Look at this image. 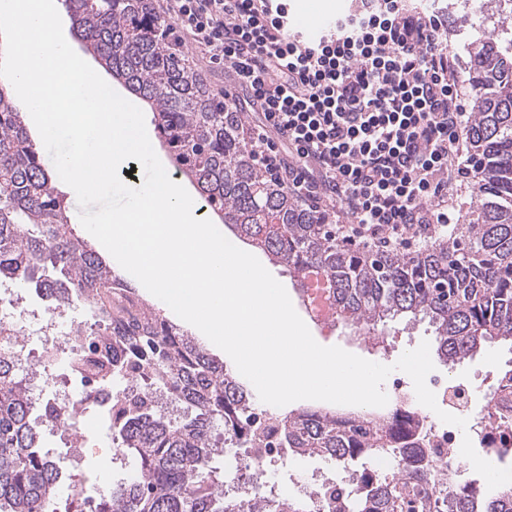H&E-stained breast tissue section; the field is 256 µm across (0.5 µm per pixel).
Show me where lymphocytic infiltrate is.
Masks as SVG:
<instances>
[{
  "instance_id": "lymphocytic-infiltrate-1",
  "label": "lymphocytic infiltrate",
  "mask_w": 512,
  "mask_h": 512,
  "mask_svg": "<svg viewBox=\"0 0 512 512\" xmlns=\"http://www.w3.org/2000/svg\"><path fill=\"white\" fill-rule=\"evenodd\" d=\"M165 10L259 106L258 164L292 193L338 205L352 243H426L459 223L448 191L469 173L460 138L470 115L447 12L357 0L308 42L290 33L284 0H166Z\"/></svg>"
}]
</instances>
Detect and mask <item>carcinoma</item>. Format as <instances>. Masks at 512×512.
<instances>
[{"mask_svg": "<svg viewBox=\"0 0 512 512\" xmlns=\"http://www.w3.org/2000/svg\"><path fill=\"white\" fill-rule=\"evenodd\" d=\"M62 2L89 52L149 106L175 175L192 183L202 206L235 237L287 269L299 293L316 269L330 281L336 319L359 331L388 318H427L446 364L489 342H512V0H463L480 27L467 46L465 130L476 207L412 256L337 241L325 214L258 167L241 113L207 83L156 0ZM70 224L53 174L0 84V283L87 307L78 347L99 348L101 358L89 365L72 351L67 361L86 393L141 364L157 369L153 382L170 386L181 405L173 415L146 393L112 396V439L131 469L85 502L86 512H512V490H490L483 479L467 494H439L455 483L454 472L431 470L426 431L415 417L360 433L346 414L310 407L271 414L289 456L346 468L385 454L403 461L402 472L350 489L328 486L313 499L224 492L214 460L225 443L213 436L215 425L224 423L225 439L244 451L259 448L265 430L242 439V416L255 395L112 275ZM37 403L22 361L0 354V512H56L61 477L42 451L39 419L60 413L48 398L37 418Z\"/></svg>", "mask_w": 512, "mask_h": 512, "instance_id": "cac0c4a2", "label": "carcinoma"}]
</instances>
